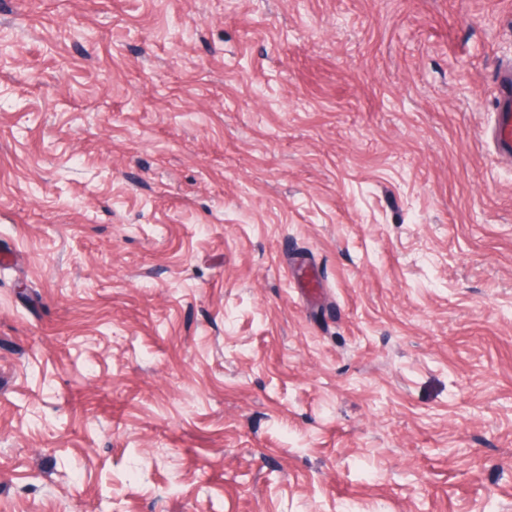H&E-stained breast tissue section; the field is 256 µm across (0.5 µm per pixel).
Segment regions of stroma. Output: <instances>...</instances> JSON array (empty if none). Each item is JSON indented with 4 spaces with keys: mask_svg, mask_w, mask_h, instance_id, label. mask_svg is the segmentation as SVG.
<instances>
[{
    "mask_svg": "<svg viewBox=\"0 0 512 512\" xmlns=\"http://www.w3.org/2000/svg\"><path fill=\"white\" fill-rule=\"evenodd\" d=\"M510 63L512 0H0V512H512ZM498 101L490 137L500 155L509 159L512 158V69L500 84Z\"/></svg>",
    "mask_w": 512,
    "mask_h": 512,
    "instance_id": "stroma-1",
    "label": "stroma"
}]
</instances>
